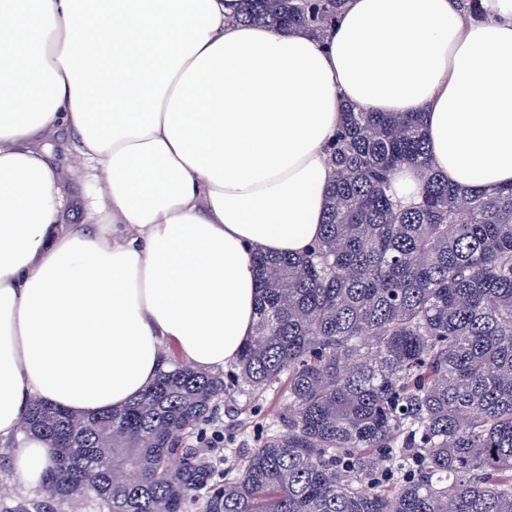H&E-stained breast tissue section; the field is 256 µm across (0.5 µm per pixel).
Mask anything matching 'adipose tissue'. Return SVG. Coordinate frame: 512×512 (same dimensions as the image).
Listing matches in <instances>:
<instances>
[{"label": "adipose tissue", "instance_id": "1", "mask_svg": "<svg viewBox=\"0 0 512 512\" xmlns=\"http://www.w3.org/2000/svg\"><path fill=\"white\" fill-rule=\"evenodd\" d=\"M239 0H0V443L41 485L34 399L119 409L169 354L216 372L253 337L255 249L320 237L343 104L420 112L450 183L512 184V0H346L325 37ZM71 129L84 222L35 141Z\"/></svg>", "mask_w": 512, "mask_h": 512}]
</instances>
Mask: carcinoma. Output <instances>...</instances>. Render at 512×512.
Wrapping results in <instances>:
<instances>
[{
    "label": "carcinoma",
    "instance_id": "1",
    "mask_svg": "<svg viewBox=\"0 0 512 512\" xmlns=\"http://www.w3.org/2000/svg\"><path fill=\"white\" fill-rule=\"evenodd\" d=\"M237 20L320 37L344 0H240ZM322 234L304 254H252L255 336L229 381L169 358L119 410L31 402L56 512H512V186L462 188L432 164L419 112L342 109ZM419 171V198L393 184ZM287 377L283 430L239 464L203 436L241 382Z\"/></svg>",
    "mask_w": 512,
    "mask_h": 512
}]
</instances>
